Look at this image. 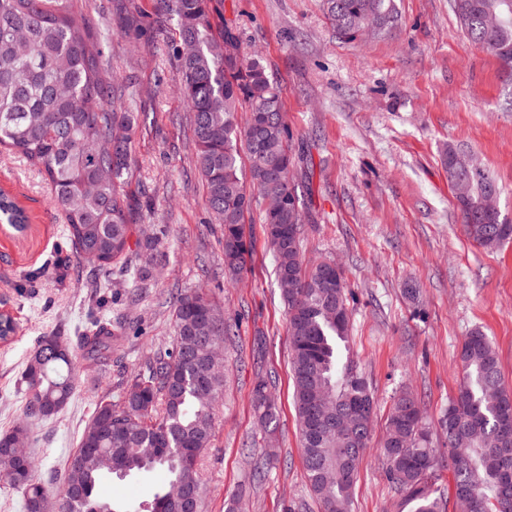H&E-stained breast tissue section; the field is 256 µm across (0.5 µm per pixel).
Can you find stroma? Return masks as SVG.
I'll use <instances>...</instances> for the list:
<instances>
[{"mask_svg": "<svg viewBox=\"0 0 512 512\" xmlns=\"http://www.w3.org/2000/svg\"><path fill=\"white\" fill-rule=\"evenodd\" d=\"M402 25L391 35L339 39L324 0H222L211 22L232 30L245 53H259L281 89L286 119L307 156L308 262L333 260L355 301L349 355L377 398L373 435L381 437L393 397L409 388L430 426L454 396L459 351L481 329L512 388V243L486 250L460 221L446 146L476 154L496 180L498 207L512 219V76L497 57L460 30L451 0H397ZM100 36L122 109L136 113L135 160L128 187L131 220L164 224L170 236L157 282L127 287L111 270L105 315L140 322L108 366L85 367L70 403L36 422L28 449L37 477L57 495L67 457L104 400L122 408V391L145 356L170 344L177 292L209 289L226 317L240 318L224 345V386L214 435L200 459L203 512H319L302 463L293 405L287 316L264 238L262 205L245 217L253 240L246 274L224 278L219 226H207L206 188L195 166L191 113L178 91L169 48L176 25L160 0H82ZM0 191L26 207L25 235L0 230V314L17 329L0 342V431L21 414L19 379L41 336L74 337L92 303L85 278L37 169L0 150ZM417 290L409 300L406 287ZM275 378L278 429L261 436L251 402L256 372ZM276 448L278 461L261 484L251 481L245 450ZM351 512H397L378 445L360 465Z\"/></svg>", "mask_w": 512, "mask_h": 512, "instance_id": "1", "label": "stroma"}]
</instances>
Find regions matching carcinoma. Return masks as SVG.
I'll return each instance as SVG.
<instances>
[{"label": "carcinoma", "instance_id": "carcinoma-1", "mask_svg": "<svg viewBox=\"0 0 512 512\" xmlns=\"http://www.w3.org/2000/svg\"><path fill=\"white\" fill-rule=\"evenodd\" d=\"M177 18L171 44L180 94L193 112L196 167L215 223L221 227L224 271L248 270L252 240L245 214L253 192L267 202L263 228L275 256V276L288 310L293 399L308 488L321 512H351L364 451L372 439L375 400L366 378L342 347L350 337L354 300L344 276L325 261L309 264L303 254L304 216L309 208L299 186L304 157L293 150L281 92L262 58L242 55L228 32L215 33L217 0H161ZM466 35L512 71V0H454ZM336 34L348 41L384 36L398 23L395 0H326ZM114 96L101 42L86 26L78 0H0V146L26 158L51 185L54 208L64 215L66 240L76 256L99 271L120 264L133 288L155 279L165 226L136 230L125 192L132 175L136 118L113 110ZM248 161L250 182L242 177ZM468 236L494 249L512 238V221L484 199L499 191L480 159L453 147L442 156ZM0 223L16 233L29 227L26 210L0 194ZM171 343L156 349L123 392V410L101 402L67 458L68 483L78 476L81 494L63 489L57 512H129L105 487L142 472L167 475L141 512H176L165 504L170 486L182 484L203 508L201 453L213 436L223 385L214 349L239 332L206 295L173 298ZM143 335L137 321L95 320L77 337L80 354L60 336L41 337L22 375L24 420L0 433V470L17 475L24 512L47 499L30 456L14 444L29 438L28 421L46 420L66 407L79 380L77 358L98 365L112 356L114 338ZM462 380L439 427L448 455L432 446L417 396L394 400L379 442L385 474L406 512H446L439 469L452 474V492L469 512H512V480L495 447L504 420L512 422V391L504 385L489 338L476 328L460 350ZM272 377L258 373L252 401L261 430L277 429ZM347 418L345 428H323ZM112 458V472L99 459ZM277 460L270 450L249 458L260 482Z\"/></svg>", "mask_w": 512, "mask_h": 512}]
</instances>
